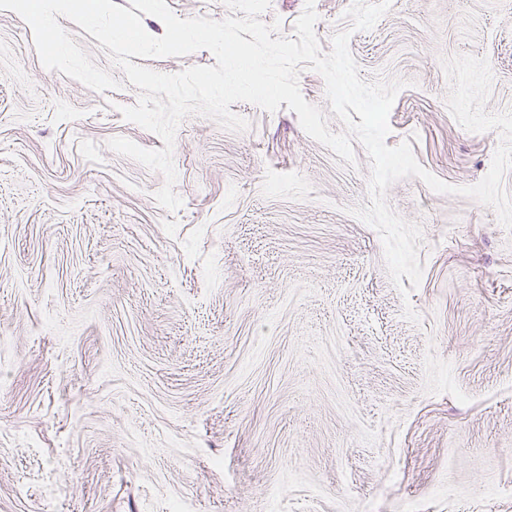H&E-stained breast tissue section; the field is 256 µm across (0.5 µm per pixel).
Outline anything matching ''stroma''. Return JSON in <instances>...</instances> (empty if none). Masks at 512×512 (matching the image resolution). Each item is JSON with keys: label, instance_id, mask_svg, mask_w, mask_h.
Masks as SVG:
<instances>
[{"label": "stroma", "instance_id": "35a3bbf8", "mask_svg": "<svg viewBox=\"0 0 512 512\" xmlns=\"http://www.w3.org/2000/svg\"><path fill=\"white\" fill-rule=\"evenodd\" d=\"M352 0H315L330 51ZM349 48L407 80L387 145L456 185L497 130L447 109L441 61L487 58L512 111V0H391ZM139 91L46 69L0 10V512H512V231L418 178L386 199L420 225L419 286L392 283L347 165L287 107L249 128L190 116L162 174L111 151L160 137ZM411 307L419 316L403 315Z\"/></svg>", "mask_w": 512, "mask_h": 512}]
</instances>
